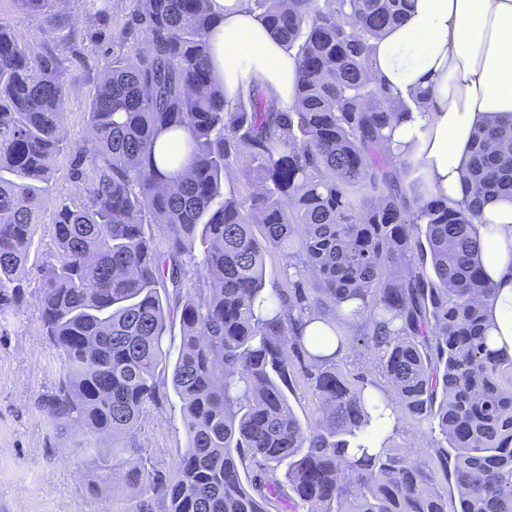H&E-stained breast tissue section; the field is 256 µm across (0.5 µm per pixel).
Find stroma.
<instances>
[{"instance_id": "1", "label": "stroma", "mask_w": 512, "mask_h": 512, "mask_svg": "<svg viewBox=\"0 0 512 512\" xmlns=\"http://www.w3.org/2000/svg\"><path fill=\"white\" fill-rule=\"evenodd\" d=\"M132 7L133 0H112L102 35L83 40L80 53L69 62V70L79 82L69 93L62 131L73 146H85L92 140L86 106L96 92L98 75L123 45L124 25ZM0 23L7 25L30 53L40 52L44 42L40 24L19 12L14 0H0ZM69 168V157L57 159L52 190L37 212L24 272L25 299L7 319L0 320V512H116L131 492L122 481L91 493L85 464L71 453L72 438L53 430L39 404L60 378L56 353L41 334L38 296L42 270L56 255V211L60 204L78 197ZM138 441L160 465H173L186 446L176 395H169L162 407L146 413Z\"/></svg>"}]
</instances>
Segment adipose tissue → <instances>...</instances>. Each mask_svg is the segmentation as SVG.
Masks as SVG:
<instances>
[{
  "label": "adipose tissue",
  "instance_id": "adipose-tissue-1",
  "mask_svg": "<svg viewBox=\"0 0 512 512\" xmlns=\"http://www.w3.org/2000/svg\"><path fill=\"white\" fill-rule=\"evenodd\" d=\"M211 67L235 102L262 91L280 109L296 102L297 59L272 39L247 0H212ZM372 70L422 110L397 125L392 146L421 177L422 195L455 205L467 192L476 132L512 121V0H411L404 21L374 43ZM493 289L485 301L493 349L512 356V198L488 201L472 225Z\"/></svg>",
  "mask_w": 512,
  "mask_h": 512
}]
</instances>
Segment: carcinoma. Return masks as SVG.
Instances as JSON below:
<instances>
[{"label":"carcinoma","mask_w":512,"mask_h":512,"mask_svg":"<svg viewBox=\"0 0 512 512\" xmlns=\"http://www.w3.org/2000/svg\"><path fill=\"white\" fill-rule=\"evenodd\" d=\"M14 2L48 40L33 57L0 24V316L25 298L35 211L67 153L84 195L59 207L43 272L41 331L61 376L40 407L74 432L90 487L130 477L116 512H512V357L489 345L492 288L470 233L479 201L512 195V122L477 134L457 207L402 181L393 122L422 102L371 62L410 0H247L298 59L287 111L261 92L226 102L208 60L212 0H135L132 45L87 108L91 148L61 135L77 81L69 0ZM83 2L93 25L112 10ZM181 132L168 171L157 140ZM270 250L282 284H266ZM351 303L347 333L336 317ZM314 320L331 335L305 340ZM168 378L187 436L170 472L138 444ZM298 378L313 422L289 405ZM406 426L425 458L393 446Z\"/></svg>","instance_id":"carcinoma-1"}]
</instances>
